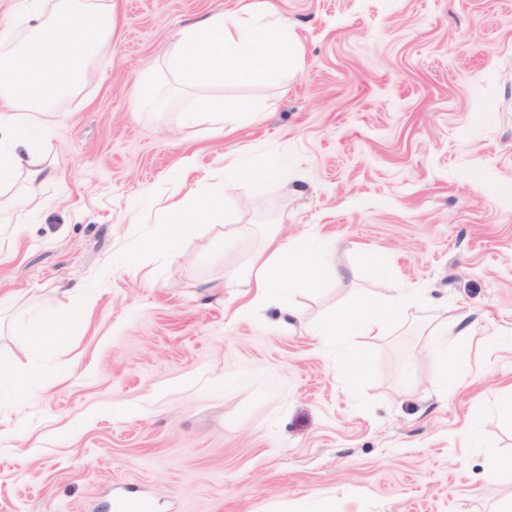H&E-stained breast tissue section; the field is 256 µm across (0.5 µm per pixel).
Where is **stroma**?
I'll return each mask as SVG.
<instances>
[{
	"mask_svg": "<svg viewBox=\"0 0 512 512\" xmlns=\"http://www.w3.org/2000/svg\"><path fill=\"white\" fill-rule=\"evenodd\" d=\"M113 2L111 64L61 104L56 177L16 212L25 233L0 263L16 298L0 353L32 388L0 397V512H110L119 495L148 512H496L512 496V420L495 410L512 385V0H268L301 70L224 86L265 112L192 137L165 52L241 0ZM148 69L164 108L133 103ZM270 153L292 158L288 183L225 188V170ZM183 165L226 199L171 258L152 235L186 193L170 179ZM273 232L324 241L338 276L288 279L289 307L248 314L227 280ZM72 288L95 289L89 318L35 352L22 323ZM400 288L403 327L354 337L368 373L346 384L314 329ZM443 320L440 383L426 335Z\"/></svg>",
	"mask_w": 512,
	"mask_h": 512,
	"instance_id": "35a3bbf8",
	"label": "stroma"
}]
</instances>
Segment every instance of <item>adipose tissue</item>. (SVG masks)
<instances>
[{"label": "adipose tissue", "mask_w": 512, "mask_h": 512, "mask_svg": "<svg viewBox=\"0 0 512 512\" xmlns=\"http://www.w3.org/2000/svg\"><path fill=\"white\" fill-rule=\"evenodd\" d=\"M113 32L112 0H17L10 22L0 24V235L19 239L24 228L12 222V213L38 209L35 186L53 177L46 147L57 108L82 90ZM302 63L297 39L263 4L243 15L219 10L184 27L165 59L182 84L199 92L182 112L183 127L192 131L205 124L215 133L223 132L228 117L246 109L243 101L218 95L217 87L260 80L277 68L296 70ZM291 173L287 157L272 154L257 164L235 163L226 180L246 181L260 195L272 183L288 182ZM169 209L173 219L158 226L154 244L175 256L182 242L195 238L201 225L223 211L224 199L203 194L197 186ZM299 263L304 266L301 282L308 288L336 273L322 245L307 238H270L234 281L252 294L247 311L270 301ZM95 300L91 290L70 295L64 308L48 307L31 316L24 333L38 348L68 339ZM406 304L403 295L379 303L358 296L349 308L324 317L318 334L339 346L338 363L348 384H357L367 372L362 351L350 344V337L398 330L406 320Z\"/></svg>", "instance_id": "1"}]
</instances>
